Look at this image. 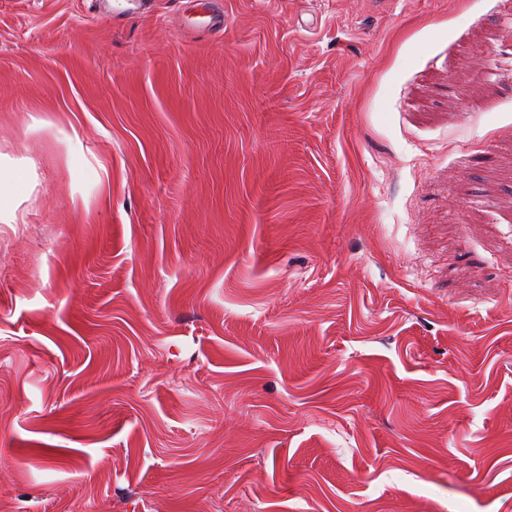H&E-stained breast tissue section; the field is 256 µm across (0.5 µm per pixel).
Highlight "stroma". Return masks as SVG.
Listing matches in <instances>:
<instances>
[{
  "label": "stroma",
  "instance_id": "stroma-1",
  "mask_svg": "<svg viewBox=\"0 0 512 512\" xmlns=\"http://www.w3.org/2000/svg\"><path fill=\"white\" fill-rule=\"evenodd\" d=\"M0 161V512H512V0H0ZM19 185L16 170L6 178H3L0 173V218L2 213L9 212L12 215V220L15 219L14 197Z\"/></svg>",
  "mask_w": 512,
  "mask_h": 512
}]
</instances>
